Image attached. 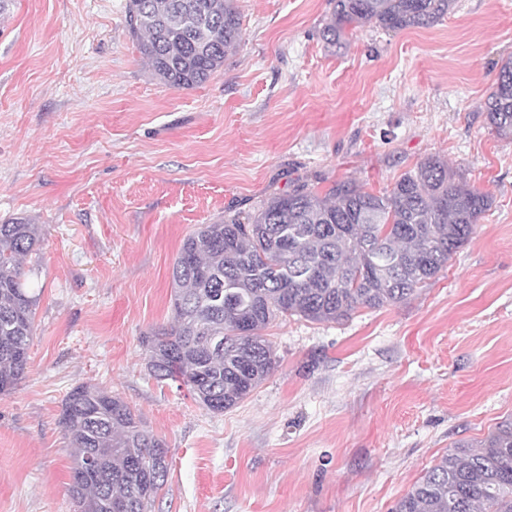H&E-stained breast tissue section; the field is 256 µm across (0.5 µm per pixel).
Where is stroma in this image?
I'll return each mask as SVG.
<instances>
[{"label":"stroma","instance_id":"35a3bbf8","mask_svg":"<svg viewBox=\"0 0 512 512\" xmlns=\"http://www.w3.org/2000/svg\"><path fill=\"white\" fill-rule=\"evenodd\" d=\"M242 41L203 85L143 62L126 0L0 12V224L41 225L25 377L0 395V512H72L61 403L118 394L168 448L155 512H391L457 443L512 419V140L481 104L512 57V0L348 31L329 0H237ZM489 192L435 282L342 323L279 317L270 376L215 413L147 369L183 241L288 186L377 193L425 158Z\"/></svg>","mask_w":512,"mask_h":512}]
</instances>
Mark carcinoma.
<instances>
[{
    "label": "carcinoma",
    "mask_w": 512,
    "mask_h": 512,
    "mask_svg": "<svg viewBox=\"0 0 512 512\" xmlns=\"http://www.w3.org/2000/svg\"><path fill=\"white\" fill-rule=\"evenodd\" d=\"M323 38L347 29L432 27L455 0H331ZM126 22L141 55L170 88L203 85L242 40L236 0H127ZM501 139L512 140V58L484 102ZM493 204L428 157L375 194L354 180L325 193L297 184L247 221L228 216L188 236L174 262V321L143 337L149 372L182 382L209 410H229L273 371L260 335L278 317L349 319L360 308L397 305L429 284L471 238ZM42 225L0 224V395L25 376L40 290L23 260ZM59 424L72 461L75 512H151L167 482L157 471L162 439L119 396L94 384L72 388ZM391 512H512V419L477 444L459 443L430 467Z\"/></svg>",
    "instance_id": "1"
}]
</instances>
